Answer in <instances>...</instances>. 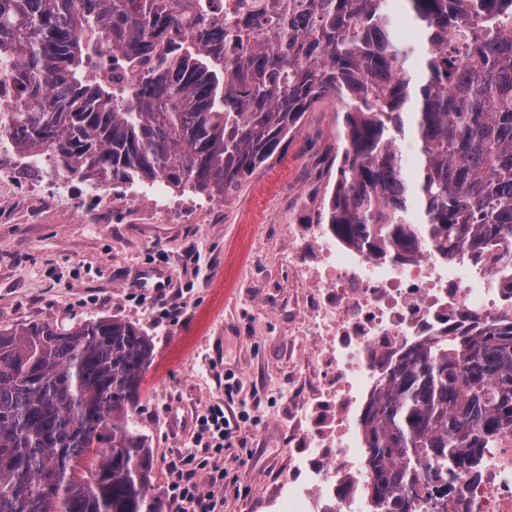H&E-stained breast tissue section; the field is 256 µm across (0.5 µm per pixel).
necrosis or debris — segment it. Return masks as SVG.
<instances>
[{
    "mask_svg": "<svg viewBox=\"0 0 512 512\" xmlns=\"http://www.w3.org/2000/svg\"><path fill=\"white\" fill-rule=\"evenodd\" d=\"M42 153L13 152L0 179L33 178L29 204L63 203L42 174ZM319 253L301 268L294 336L303 347L307 398L297 400L288 426L321 455L304 492L289 491L288 512H370L369 451L361 427L385 368L417 339L460 333L512 313V280L491 257L458 255L450 265L424 250L414 261L375 258L338 241L327 225L311 227ZM450 512H512V428L484 449L474 474L447 500Z\"/></svg>",
    "mask_w": 512,
    "mask_h": 512,
    "instance_id": "necrosis-or-debris-1",
    "label": "necrosis or debris"
}]
</instances>
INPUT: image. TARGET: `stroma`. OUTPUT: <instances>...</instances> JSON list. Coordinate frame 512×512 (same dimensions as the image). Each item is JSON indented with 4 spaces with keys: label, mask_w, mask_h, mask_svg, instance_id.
Masks as SVG:
<instances>
[{
    "label": "stroma",
    "mask_w": 512,
    "mask_h": 512,
    "mask_svg": "<svg viewBox=\"0 0 512 512\" xmlns=\"http://www.w3.org/2000/svg\"><path fill=\"white\" fill-rule=\"evenodd\" d=\"M342 119L335 101L322 100L225 197L165 185L193 203L186 224L133 203L154 191L149 181L113 184L119 201L107 224L76 181L66 188L78 209L0 223V326L113 315L152 338L133 415L153 452L147 512H170V466L194 452L196 417L212 404L229 405L235 436L224 451L222 512H287L289 485L322 466L288 430V396L302 392L291 306L301 263L317 256L288 227L310 223L327 201L336 175L323 172L322 158L341 152Z\"/></svg>",
    "instance_id": "stroma-1"
}]
</instances>
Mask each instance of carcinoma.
<instances>
[{
	"instance_id": "cac0c4a2",
	"label": "carcinoma",
	"mask_w": 512,
	"mask_h": 512,
	"mask_svg": "<svg viewBox=\"0 0 512 512\" xmlns=\"http://www.w3.org/2000/svg\"><path fill=\"white\" fill-rule=\"evenodd\" d=\"M423 29L420 72L390 24ZM221 21L181 0H0V141L98 185L223 197L331 97L345 147L319 214L346 244L446 261L512 243V0H254ZM138 77L93 79L95 56ZM412 140L408 172L399 142ZM154 360L120 318L0 328V512H142L151 448L132 422ZM362 427L373 512H420L512 427V319L411 345Z\"/></svg>"
}]
</instances>
